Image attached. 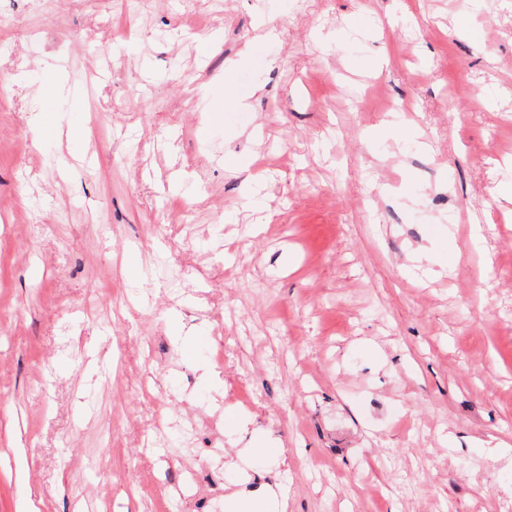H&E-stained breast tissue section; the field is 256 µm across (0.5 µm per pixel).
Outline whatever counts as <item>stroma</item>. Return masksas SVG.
<instances>
[{
	"label": "stroma",
	"instance_id": "35a3bbf8",
	"mask_svg": "<svg viewBox=\"0 0 512 512\" xmlns=\"http://www.w3.org/2000/svg\"><path fill=\"white\" fill-rule=\"evenodd\" d=\"M506 182L512 0H0V512H512ZM227 502L224 504L228 510L226 512H278L279 507H284L288 498V488L284 487L280 493V498L272 497L265 500L244 501L234 498L230 494Z\"/></svg>",
	"mask_w": 512,
	"mask_h": 512
}]
</instances>
